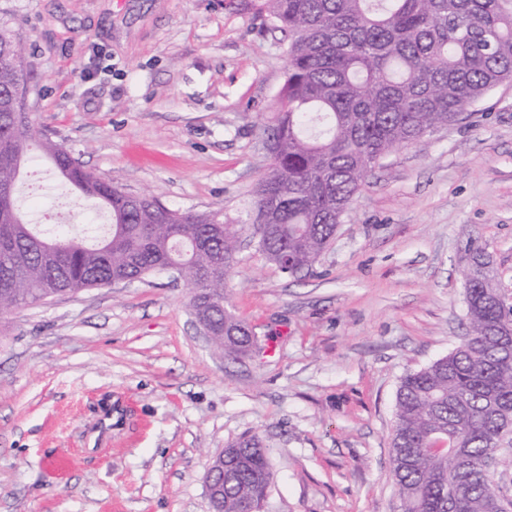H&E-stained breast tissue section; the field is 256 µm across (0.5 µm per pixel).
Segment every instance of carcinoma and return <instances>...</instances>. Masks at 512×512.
Segmentation results:
<instances>
[{"label":"carcinoma","instance_id":"1","mask_svg":"<svg viewBox=\"0 0 512 512\" xmlns=\"http://www.w3.org/2000/svg\"><path fill=\"white\" fill-rule=\"evenodd\" d=\"M256 13L288 36L287 69L271 136L278 153L253 192L248 219L267 224L257 241L270 263L288 256L289 274L312 268L336 224L389 152L456 121L468 106L512 80V0H258ZM25 48L0 31V316L44 296L93 288L179 266L194 315L208 316L224 356L243 353L224 337V290L237 263L244 223L218 212L131 203L109 183L98 200L110 224L73 233L23 218L21 168L38 129L14 115L9 93L29 86ZM58 175L77 190L97 180L41 144ZM464 288L468 332L430 365L406 374L395 400L393 475L404 512H493L512 507L485 459L512 445V299L497 285L485 249L469 246ZM453 438L456 459L440 440ZM249 466L224 485V512L257 503V476L270 474L256 436L238 442Z\"/></svg>","mask_w":512,"mask_h":512}]
</instances>
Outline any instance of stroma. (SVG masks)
Listing matches in <instances>:
<instances>
[{
    "mask_svg": "<svg viewBox=\"0 0 512 512\" xmlns=\"http://www.w3.org/2000/svg\"><path fill=\"white\" fill-rule=\"evenodd\" d=\"M255 0H0L31 45L42 137L172 209L244 218L288 41ZM32 223L108 222L50 164L19 181ZM512 294V83L381 159L312 269L249 237L226 287L255 343L225 356L164 273L0 316V512H210V457L258 436L263 512H400L401 378L466 334L465 248Z\"/></svg>",
    "mask_w": 512,
    "mask_h": 512,
    "instance_id": "1",
    "label": "stroma"
}]
</instances>
